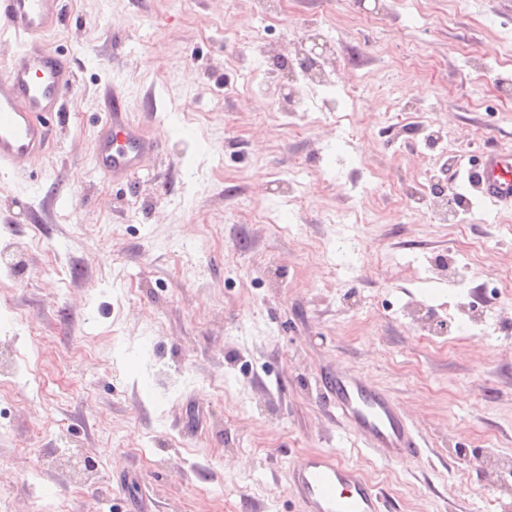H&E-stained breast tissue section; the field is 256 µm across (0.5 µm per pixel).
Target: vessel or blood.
Here are the masks:
<instances>
[{
	"mask_svg": "<svg viewBox=\"0 0 512 512\" xmlns=\"http://www.w3.org/2000/svg\"><path fill=\"white\" fill-rule=\"evenodd\" d=\"M59 0H0V31L25 48L0 64V168L51 149V125L73 84L70 60L46 47L59 20ZM157 147L136 123H112L98 133L95 167L112 178L135 173ZM469 184L495 206L512 207V152H488L467 173ZM325 398L362 445L389 463L421 458L422 444L399 404L345 368L321 377ZM304 512H384L374 486L358 470L323 453L305 456L288 472Z\"/></svg>",
	"mask_w": 512,
	"mask_h": 512,
	"instance_id": "vessel-or-blood-1",
	"label": "vessel or blood"
}]
</instances>
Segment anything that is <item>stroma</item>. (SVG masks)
<instances>
[{
	"instance_id": "stroma-1",
	"label": "stroma",
	"mask_w": 512,
	"mask_h": 512,
	"mask_svg": "<svg viewBox=\"0 0 512 512\" xmlns=\"http://www.w3.org/2000/svg\"><path fill=\"white\" fill-rule=\"evenodd\" d=\"M272 3L60 0L46 45L76 78L54 149L0 169V375L25 391L0 401L11 512H302L286 474L309 452L387 512H512V210L465 175L512 150V0H288L271 24ZM283 91L291 111H264ZM115 101L160 144L127 183L92 162ZM426 173L462 195L464 230L414 197ZM363 210L378 223L336 221ZM462 232L485 245L464 282L443 266ZM336 364L400 402L423 460L356 441L324 403Z\"/></svg>"
}]
</instances>
